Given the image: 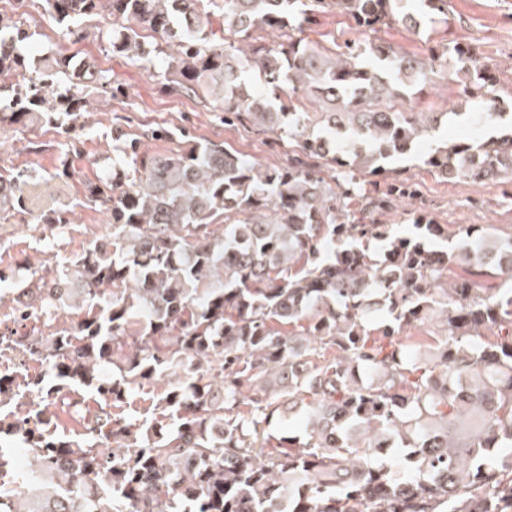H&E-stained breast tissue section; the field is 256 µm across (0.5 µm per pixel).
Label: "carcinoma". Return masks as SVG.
Here are the masks:
<instances>
[{
	"label": "carcinoma",
	"mask_w": 512,
	"mask_h": 512,
	"mask_svg": "<svg viewBox=\"0 0 512 512\" xmlns=\"http://www.w3.org/2000/svg\"><path fill=\"white\" fill-rule=\"evenodd\" d=\"M43 0L60 34L94 37L161 85L202 94L224 124L288 141V164L249 163L222 142L168 154L112 126V172L85 184L109 235L12 298L0 356V437L23 441L15 486L0 450V512H512V231L452 228L425 210L397 233L380 218L418 195L396 163L451 118L491 124L498 79L469 43L416 57L381 42L334 52L309 39L334 8L364 32H418L448 0ZM23 22L0 15V129L53 124L80 150L94 97L119 91L90 59L30 63ZM445 72L482 112H415ZM271 87L263 96L246 78ZM421 162L441 181L512 185V134L443 139ZM26 179L0 172V220ZM33 216L39 240L70 228ZM415 350L400 349L411 327ZM162 387L154 418L128 397ZM97 410L57 433L61 403ZM304 412L305 432L266 427Z\"/></svg>",
	"instance_id": "carcinoma-1"
}]
</instances>
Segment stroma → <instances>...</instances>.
Wrapping results in <instances>:
<instances>
[{
	"mask_svg": "<svg viewBox=\"0 0 512 512\" xmlns=\"http://www.w3.org/2000/svg\"><path fill=\"white\" fill-rule=\"evenodd\" d=\"M22 21L33 33L26 46L30 60L49 52L91 56L101 69L110 71L124 94L114 98L103 93L95 100L81 132L84 146L79 156L64 157V140L53 126L40 124L20 131H0V167L24 171L28 197L25 213L0 223V267L14 268L25 260L32 267L52 272L79 254L91 240L109 233L104 216L86 207L83 187L86 180L95 178L111 163L112 125L116 118H123L127 131L140 134L144 148L153 153L163 154L176 147L175 142L148 137L151 127L164 124L187 129L196 139L227 143L250 162L273 167L286 161L287 143L258 131L250 121L228 126L221 113L210 111L203 99L173 97L160 91L159 77L167 65L165 57H156L153 70L147 71L127 59L106 56L98 41L89 39L71 45L44 15L39 0H33ZM430 37L475 44L496 66L498 109L502 116L492 132H512V0H448V20L436 25L431 35L424 31L414 34L397 26L367 35L369 41L382 40L412 54L421 53ZM415 102L420 112H450L457 106L466 112L478 109L475 102H461L457 85L442 78L418 94ZM64 161L72 175L66 180L56 179L54 173ZM400 168L404 177L420 184L419 204L438 222L454 226L512 225V200L505 198L504 184L443 182L416 160L401 162ZM48 210L69 212L73 224L71 233L52 247L39 243L30 228L33 215Z\"/></svg>",
	"mask_w": 512,
	"mask_h": 512,
	"instance_id": "obj_1",
	"label": "stroma"
}]
</instances>
